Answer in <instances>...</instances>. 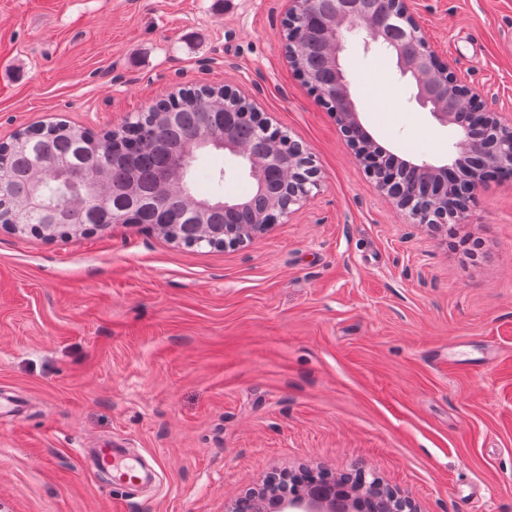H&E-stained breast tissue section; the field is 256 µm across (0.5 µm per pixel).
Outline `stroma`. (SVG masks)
I'll list each match as a JSON object with an SVG mask.
<instances>
[{
    "mask_svg": "<svg viewBox=\"0 0 512 512\" xmlns=\"http://www.w3.org/2000/svg\"><path fill=\"white\" fill-rule=\"evenodd\" d=\"M432 50L512 115V0H409ZM282 0H0V140L115 130L176 89H259L320 172L243 246L115 224L0 230V512H228L281 472L364 475L419 512H512V179L431 231L384 198L285 60ZM346 35L364 128L446 163L458 138L386 51ZM108 441L150 481L113 487Z\"/></svg>",
    "mask_w": 512,
    "mask_h": 512,
    "instance_id": "stroma-1",
    "label": "stroma"
}]
</instances>
